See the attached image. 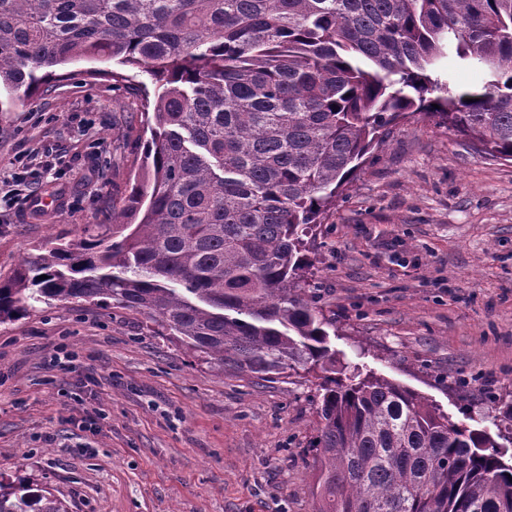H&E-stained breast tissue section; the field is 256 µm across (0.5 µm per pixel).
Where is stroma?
<instances>
[{"mask_svg": "<svg viewBox=\"0 0 512 512\" xmlns=\"http://www.w3.org/2000/svg\"><path fill=\"white\" fill-rule=\"evenodd\" d=\"M80 60L0 112V282L50 239L108 224L142 167L136 70ZM54 195L55 209L28 198ZM308 281L338 366L408 386L450 422L504 432L512 404V162L415 116L400 121L309 238ZM69 370L52 368L59 350ZM316 374L220 371L142 314L54 302L0 323V476L69 512H316Z\"/></svg>", "mask_w": 512, "mask_h": 512, "instance_id": "35a3bbf8", "label": "stroma"}]
</instances>
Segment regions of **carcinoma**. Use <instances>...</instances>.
<instances>
[{
  "mask_svg": "<svg viewBox=\"0 0 512 512\" xmlns=\"http://www.w3.org/2000/svg\"><path fill=\"white\" fill-rule=\"evenodd\" d=\"M481 84L433 78L442 57ZM150 77L143 168L97 224L0 283V321L83 300L146 316L206 363L320 383L317 512H512V458L418 392L336 373L301 292L305 237L390 126L422 115L512 161V0H0V88L76 60ZM439 108H434V105ZM0 512H68L28 479Z\"/></svg>",
  "mask_w": 512,
  "mask_h": 512,
  "instance_id": "carcinoma-1",
  "label": "carcinoma"
}]
</instances>
